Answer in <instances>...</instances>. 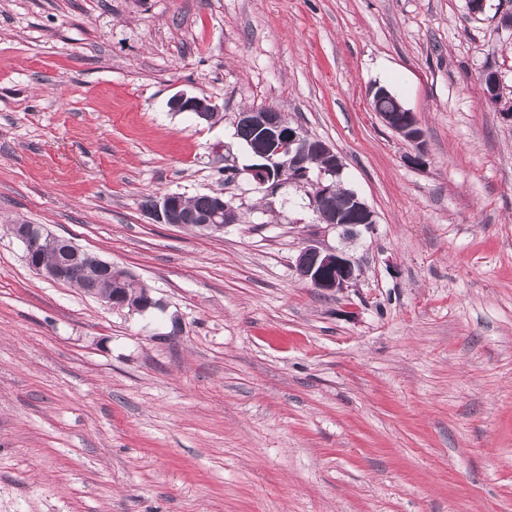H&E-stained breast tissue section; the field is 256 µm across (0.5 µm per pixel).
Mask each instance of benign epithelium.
I'll list each match as a JSON object with an SVG mask.
<instances>
[{
	"label": "benign epithelium",
	"mask_w": 512,
	"mask_h": 512,
	"mask_svg": "<svg viewBox=\"0 0 512 512\" xmlns=\"http://www.w3.org/2000/svg\"><path fill=\"white\" fill-rule=\"evenodd\" d=\"M173 112H187L198 121H208L212 113L218 111L212 101L180 92L169 100ZM238 122L252 127L264 143L257 164L249 168L254 181L264 186L271 181L276 184H298L309 179V166L316 158L327 160L321 177L313 184L310 193L311 206H317L327 198L336 178L342 176L344 165L333 148L323 140L304 135L297 127L284 126L270 119L265 108H254L239 113ZM402 138L420 144L422 133L419 131L415 116L404 110L403 119L394 127ZM184 196L177 192L167 193L152 199L143 212L155 224L183 223L182 201ZM352 212L363 216V223H377L375 212L356 192L350 194ZM239 214L236 208L224 201V197L214 196L213 208L198 218L197 227L202 232H211L222 228V224H236ZM13 235L24 247V258L28 265L39 274L58 282L68 283L82 274V270L93 266L99 277L84 283V291L109 307L129 304L128 289H103V282L116 281L120 284L129 280L128 273L109 261L80 248L72 239L54 235L40 224H15ZM54 251L51 261L44 259L45 248ZM295 267L300 277L313 287L331 292L347 288L353 283L359 272L356 259L343 250L323 246L318 240H307L296 257Z\"/></svg>",
	"instance_id": "1"
}]
</instances>
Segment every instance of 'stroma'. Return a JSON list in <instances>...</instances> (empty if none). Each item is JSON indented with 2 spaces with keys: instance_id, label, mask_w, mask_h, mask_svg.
Returning a JSON list of instances; mask_svg holds the SVG:
<instances>
[{
  "instance_id": "35a3bbf8",
  "label": "stroma",
  "mask_w": 512,
  "mask_h": 512,
  "mask_svg": "<svg viewBox=\"0 0 512 512\" xmlns=\"http://www.w3.org/2000/svg\"><path fill=\"white\" fill-rule=\"evenodd\" d=\"M509 10L0 0V512H512ZM375 85L421 144L373 112ZM180 92L216 117L171 112ZM260 107L334 148L374 225L344 238L310 184L252 180L236 117ZM166 192L240 221L152 223ZM15 224L155 307L44 279ZM312 236L357 260L349 287L301 279ZM390 94L391 96L379 97ZM369 95L373 96L371 106L374 112H378L385 120L398 122L394 128H391L392 130L407 141L417 145L421 143L422 133L419 131L414 114L408 109H405L403 114L401 112L403 104L394 94L390 93L386 87L375 85L370 88ZM402 115L403 119L400 121ZM213 199V208L198 218L197 227L202 232L209 233L216 229H223L221 223L223 219L224 224H236L239 221L237 209L230 203L224 201L223 196L215 194ZM13 235L23 244L24 258L28 265L51 280L69 282L82 288V281L88 279L84 283L83 290L109 307L128 305L132 308L145 310L156 305L148 288L134 290L135 294L140 296L136 306L129 302L130 295L132 300L135 299L133 289H130V294L129 289L125 287L113 290L112 281H117L121 285L125 281L128 283L130 277L128 273L112 264V262L103 260L80 248L70 238L49 233L40 224H15L13 225ZM47 246L54 251V258L50 262L44 259V250ZM89 266L97 269L98 278H93L97 277L95 270L88 269L76 281L70 282L79 277L82 270ZM103 280L110 284L107 290L103 289Z\"/></svg>"
}]
</instances>
